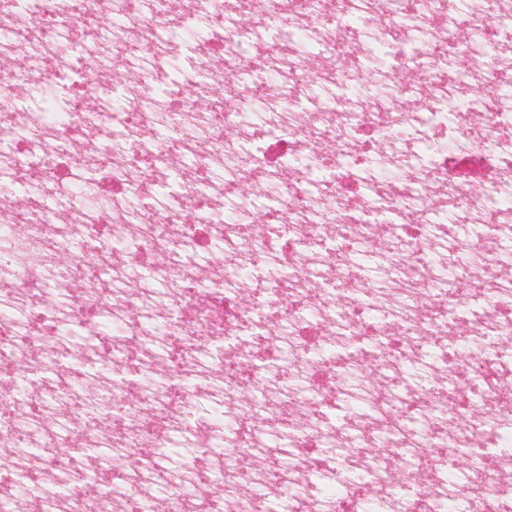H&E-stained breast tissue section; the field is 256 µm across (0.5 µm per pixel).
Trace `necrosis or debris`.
Here are the masks:
<instances>
[{
  "mask_svg": "<svg viewBox=\"0 0 512 512\" xmlns=\"http://www.w3.org/2000/svg\"><path fill=\"white\" fill-rule=\"evenodd\" d=\"M510 32L512 0H0V512H512Z\"/></svg>",
  "mask_w": 512,
  "mask_h": 512,
  "instance_id": "necrosis-or-debris-1",
  "label": "necrosis or debris"
}]
</instances>
